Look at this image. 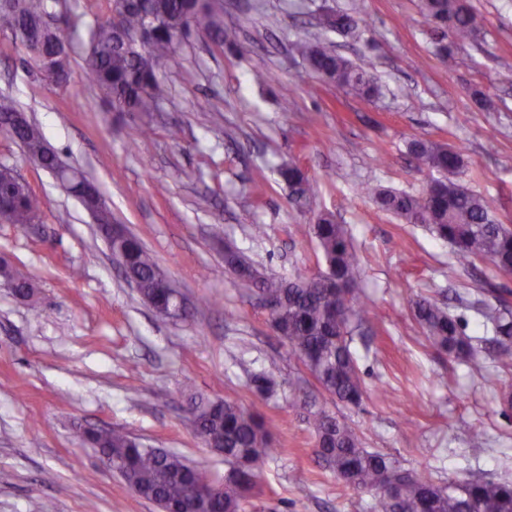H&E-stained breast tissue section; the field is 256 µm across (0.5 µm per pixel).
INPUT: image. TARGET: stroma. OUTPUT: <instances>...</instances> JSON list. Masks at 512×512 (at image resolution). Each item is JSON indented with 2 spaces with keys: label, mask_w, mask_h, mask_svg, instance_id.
<instances>
[{
  "label": "stroma",
  "mask_w": 512,
  "mask_h": 512,
  "mask_svg": "<svg viewBox=\"0 0 512 512\" xmlns=\"http://www.w3.org/2000/svg\"><path fill=\"white\" fill-rule=\"evenodd\" d=\"M62 3L74 27L67 86L45 82L0 33V94L94 181L190 313L156 316L82 204L0 135V164L15 167L42 204L40 223L0 224V258L35 285L22 299L0 284V512H158L80 442L86 428H124L223 480V457L191 423L197 395L235 399L273 422L246 512H373L371 494L345 486L316 457L297 397H320L319 386L224 268L230 242L267 275L317 273L315 245L298 228L320 212L346 225L370 312L352 342L368 397L358 408L329 400L325 408L411 472L512 481V412L500 401L512 392V368L483 343L472 307L495 302L483 281L512 292V276L485 262L454 265L447 242L377 211L368 195L374 187L416 195L437 179L407 152L410 138L425 135L462 152L459 181L512 225V0H469L480 36L447 66L419 0H224L237 49L192 37L162 66L172 96L148 115L113 111L86 77L88 26L109 15L112 0ZM355 4L359 37L319 28L320 14ZM300 37L331 42L381 95L363 100L317 78L292 50ZM147 125L152 138L132 147ZM288 161L310 181L307 203L293 200L277 172ZM255 224L263 237L253 236ZM420 296L446 302L478 340L476 363L429 347L412 316ZM264 371L280 382L268 399L251 383ZM475 430L484 447H471Z\"/></svg>",
  "instance_id": "1"
}]
</instances>
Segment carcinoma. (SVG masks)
Instances as JSON below:
<instances>
[{
  "label": "carcinoma",
  "mask_w": 512,
  "mask_h": 512,
  "mask_svg": "<svg viewBox=\"0 0 512 512\" xmlns=\"http://www.w3.org/2000/svg\"><path fill=\"white\" fill-rule=\"evenodd\" d=\"M59 0H0V31L11 34L14 44L25 51L36 68L46 70L57 85L67 83L70 55L59 53L64 38L61 25H69L56 6ZM421 10L443 42L441 60H453L452 47L475 40L480 32L467 0H420ZM108 17L88 28V37L98 52L86 55V71L116 112H154L169 96L168 86L159 79L158 66L172 60L178 43L194 35H205L220 45L237 40L234 29L224 27L222 0H112ZM153 23L150 41L142 44L137 34ZM322 27L329 31L354 33L359 29L357 11L325 13ZM297 54L322 80L341 86L352 95L366 99L378 92L366 73L317 39H301ZM5 134L20 142L29 157L43 153L46 138L31 122L11 125ZM407 149L418 169H432L443 178L431 182L418 196L386 189H372L376 209L395 215L408 224H419L452 247L454 263L473 269L486 261L500 273L512 274V229L496 223L490 215L491 203L469 191L454 179L465 166L462 154L448 143L414 137ZM279 175L296 194L308 191V179L300 167L284 164ZM10 210L13 224H31L40 219V202L26 186L0 171V200ZM99 228L112 235L109 248L126 279L137 284L143 299L163 318L180 317L176 284L168 281L159 288L164 275L155 256L133 234L112 223L107 211L99 218ZM315 241L323 262L318 274L297 272L289 277L264 275L236 248L224 247V265L230 277L255 291L261 301L271 300L272 330L298 355L320 389L334 402L359 408L367 390L351 347L355 330L368 318L358 289L359 258L345 225L330 213H321L305 227ZM0 276L18 290L32 287L29 274L5 261ZM414 320L429 347L448 357L472 361L475 348L459 319L431 298L414 302ZM483 316L493 327L489 343L500 363L512 367V309L508 302L488 308ZM256 392L273 395L279 383L267 373L254 380ZM305 420L313 428L315 453L336 478L346 486L374 494V512H512V481L450 476L436 481L429 476L408 474L398 488L389 492L385 485L403 471L392 457L367 450L357 428L347 418L303 400ZM193 419L201 433L221 442L214 452L224 456L227 470L211 512H245L250 493L257 488L263 458L268 455L273 424L264 416L245 410L236 402L205 400L192 405ZM80 439L119 468L125 484L138 496L168 510L187 502L191 482L205 470L188 463L182 456L160 448H145L130 433L101 430L80 435Z\"/></svg>",
  "instance_id": "cac0c4a2"
}]
</instances>
